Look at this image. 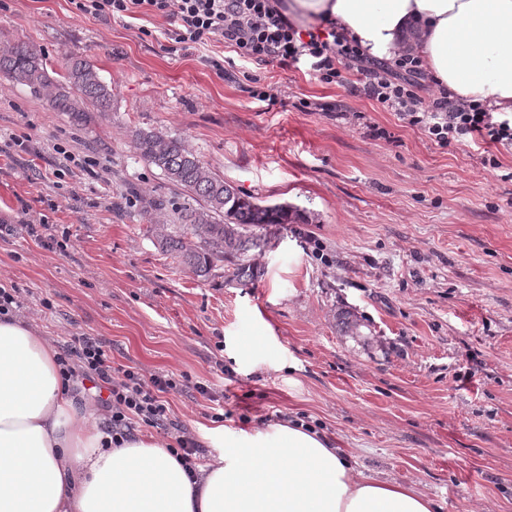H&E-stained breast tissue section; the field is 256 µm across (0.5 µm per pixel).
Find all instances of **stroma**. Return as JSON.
<instances>
[{
	"instance_id": "stroma-1",
	"label": "stroma",
	"mask_w": 512,
	"mask_h": 512,
	"mask_svg": "<svg viewBox=\"0 0 512 512\" xmlns=\"http://www.w3.org/2000/svg\"><path fill=\"white\" fill-rule=\"evenodd\" d=\"M172 28L0 0V50L32 43L56 71L86 57L112 90L111 111L78 126L0 76V224L45 225L39 241L0 239V281L22 313L53 344L93 336L113 366L185 384L166 399L195 437L218 413L229 431L297 420L438 512H512V150L496 172L481 148L436 146L352 94L353 70L342 85L304 63L218 75L211 62L231 49L170 51ZM263 85L284 104L256 103ZM302 99L337 109L303 112ZM135 129L184 140L224 181L310 223L275 230L255 285L196 281L144 217L160 200L155 217L172 224L196 200L137 156ZM62 147L95 171L63 165Z\"/></svg>"
}]
</instances>
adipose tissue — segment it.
I'll use <instances>...</instances> for the list:
<instances>
[{
    "label": "adipose tissue",
    "instance_id": "adipose-tissue-1",
    "mask_svg": "<svg viewBox=\"0 0 512 512\" xmlns=\"http://www.w3.org/2000/svg\"><path fill=\"white\" fill-rule=\"evenodd\" d=\"M288 14L333 19L372 59L418 56L458 97L512 114V0H290ZM57 357L28 319L0 316V512L435 510L292 423L210 430L218 454L191 474L156 437L109 446L103 412L64 384Z\"/></svg>",
    "mask_w": 512,
    "mask_h": 512
}]
</instances>
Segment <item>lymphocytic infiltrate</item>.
I'll return each mask as SVG.
<instances>
[{"label":"lymphocytic infiltrate","mask_w":512,"mask_h":512,"mask_svg":"<svg viewBox=\"0 0 512 512\" xmlns=\"http://www.w3.org/2000/svg\"><path fill=\"white\" fill-rule=\"evenodd\" d=\"M83 15L121 18L135 13L156 14L173 22L171 37L182 47L221 42L233 48L242 61L269 65H294L301 57L311 60L320 81L342 83L343 70L360 74L359 90L385 111L396 113L405 126L417 129L435 145L490 146L483 155L485 168L501 163L497 148L512 149V119L498 117L486 102L473 103L446 88L422 98L418 89L425 73L418 59L403 54L391 62L368 58L331 19L301 27L288 18L281 0H72ZM60 375L70 382L78 378L97 381L107 390L105 428L113 446L133 437L137 425L169 435L172 454L191 467L203 449L187 428L173 421L165 398L177 390L166 375L150 377L113 366L102 343L88 336H74L60 346Z\"/></svg>","instance_id":"lymphocytic-infiltrate-1"}]
</instances>
